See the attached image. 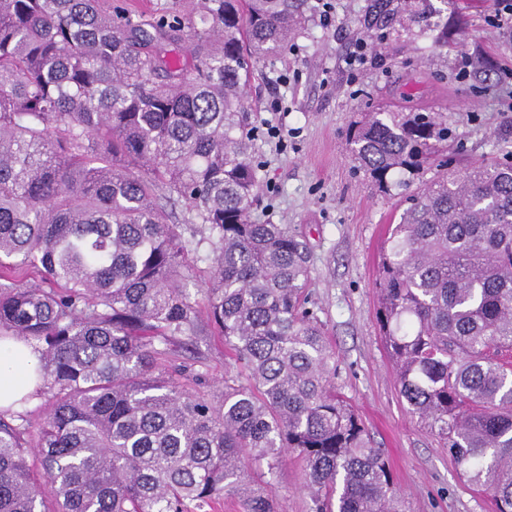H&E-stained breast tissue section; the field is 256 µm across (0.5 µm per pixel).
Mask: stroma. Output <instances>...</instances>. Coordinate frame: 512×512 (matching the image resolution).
Returning a JSON list of instances; mask_svg holds the SVG:
<instances>
[{"label":"stroma","mask_w":512,"mask_h":512,"mask_svg":"<svg viewBox=\"0 0 512 512\" xmlns=\"http://www.w3.org/2000/svg\"><path fill=\"white\" fill-rule=\"evenodd\" d=\"M323 16L308 0L306 22L285 54L255 63L246 100L260 128L254 165L258 222L306 234L315 311L336 351V383L352 400L374 447L388 458L408 512H492L457 473L439 437L400 398L378 324L375 288L401 187L381 191L359 170L346 133L362 113L438 112L456 136L448 171L512 155V33L489 23L492 0H448L447 27L409 23L384 44L364 24L371 0H331ZM368 61L347 63L358 42ZM189 391L219 393L223 341L204 328L195 351L172 349ZM304 473L289 460L276 484L277 512H308Z\"/></svg>","instance_id":"35a3bbf8"}]
</instances>
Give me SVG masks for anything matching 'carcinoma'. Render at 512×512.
Masks as SVG:
<instances>
[{
    "label": "carcinoma",
    "instance_id": "obj_1",
    "mask_svg": "<svg viewBox=\"0 0 512 512\" xmlns=\"http://www.w3.org/2000/svg\"><path fill=\"white\" fill-rule=\"evenodd\" d=\"M420 2L372 0L367 27L384 41L408 11L434 17ZM306 5L0 0V339L34 346L30 397L47 402L35 432L0 415V512H207L225 497L276 512L290 456L309 512H406L336 387L308 241L250 218V63L288 49ZM447 140L434 112H369L347 134L384 191L442 166ZM160 198L199 225L191 237ZM405 202L376 283L399 394L512 512V163L439 176ZM204 243L210 274L192 291ZM202 307L230 359L217 400L168 365ZM183 4V0H112L113 5L134 7L139 10H164L177 12Z\"/></svg>",
    "mask_w": 512,
    "mask_h": 512
}]
</instances>
